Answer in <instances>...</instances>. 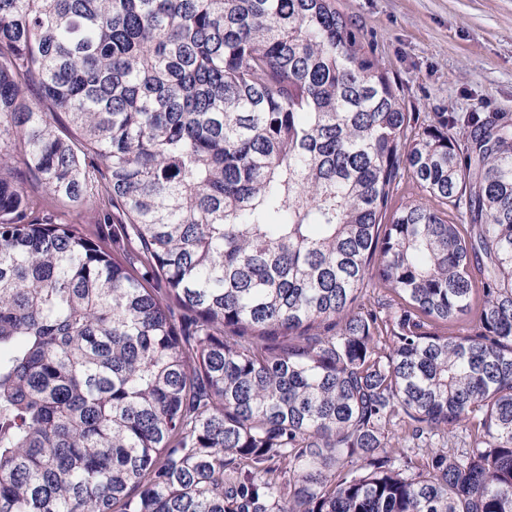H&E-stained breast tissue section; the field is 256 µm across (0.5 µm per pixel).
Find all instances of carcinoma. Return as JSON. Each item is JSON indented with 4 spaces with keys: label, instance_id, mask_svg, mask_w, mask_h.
Segmentation results:
<instances>
[{
    "label": "carcinoma",
    "instance_id": "carcinoma-1",
    "mask_svg": "<svg viewBox=\"0 0 512 512\" xmlns=\"http://www.w3.org/2000/svg\"><path fill=\"white\" fill-rule=\"evenodd\" d=\"M436 116L336 0H0V512H512V117ZM66 211V218L79 222L86 226L88 231L95 235L102 244L109 248H116L113 243V234L117 232V224H98L92 214L81 207H71Z\"/></svg>",
    "mask_w": 512,
    "mask_h": 512
}]
</instances>
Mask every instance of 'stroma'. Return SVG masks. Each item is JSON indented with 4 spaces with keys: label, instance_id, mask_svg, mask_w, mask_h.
Segmentation results:
<instances>
[{
    "label": "stroma",
    "instance_id": "1",
    "mask_svg": "<svg viewBox=\"0 0 512 512\" xmlns=\"http://www.w3.org/2000/svg\"><path fill=\"white\" fill-rule=\"evenodd\" d=\"M407 111L512 115V0H336Z\"/></svg>",
    "mask_w": 512,
    "mask_h": 512
}]
</instances>
